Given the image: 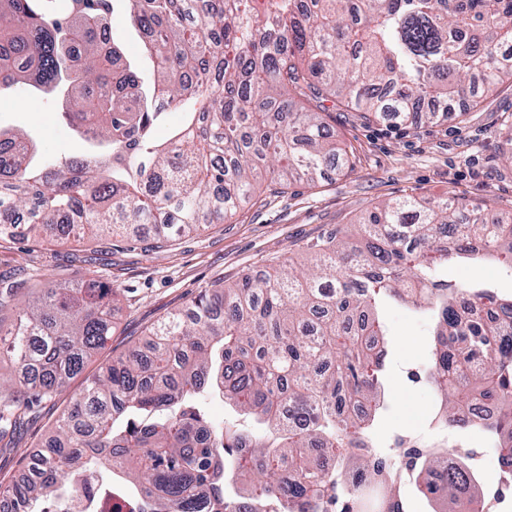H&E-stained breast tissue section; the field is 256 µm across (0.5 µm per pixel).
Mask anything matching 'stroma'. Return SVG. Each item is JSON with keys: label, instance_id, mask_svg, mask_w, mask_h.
<instances>
[{"label": "stroma", "instance_id": "stroma-1", "mask_svg": "<svg viewBox=\"0 0 512 512\" xmlns=\"http://www.w3.org/2000/svg\"><path fill=\"white\" fill-rule=\"evenodd\" d=\"M329 123L350 160L347 173L328 168L316 184L298 182L286 189L263 182L252 202L232 218L207 225L163 251L152 250L148 238L78 243L54 231L39 242L0 239V283L13 289L0 309L4 324L12 323L25 298L82 278L112 288L119 306L104 348L70 380L67 392L44 400L22 417L13 434L0 439V478L19 476L41 453L55 418L88 378L135 349L149 329L212 284L263 273L286 257L305 261L307 244L337 229L357 236L367 213L388 199L430 200L455 193L471 206L512 221V80L485 92L467 113H444L435 124L376 122L344 106L336 108ZM0 125L28 130L43 154L54 158L81 150L75 132L38 93L1 101ZM448 280L484 282L499 296L512 297V277L491 256L450 264ZM381 317L388 330L389 384L378 437L389 443L398 436L428 441L436 392L411 374L423 372L431 361L432 320L395 299L383 303ZM448 442L474 451L483 493L495 490L497 457L485 437L475 429L461 430L449 434Z\"/></svg>", "mask_w": 512, "mask_h": 512}]
</instances>
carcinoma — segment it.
<instances>
[{"label":"carcinoma","instance_id":"1","mask_svg":"<svg viewBox=\"0 0 512 512\" xmlns=\"http://www.w3.org/2000/svg\"><path fill=\"white\" fill-rule=\"evenodd\" d=\"M153 70L146 82L108 36L113 0H0V98L39 91L85 145L79 157L40 155L20 129H0V235L51 227L66 237L137 241L160 249L234 215L268 178L286 188L342 170L346 152L331 97L374 118L413 123L429 102L463 112L512 79V0H122ZM183 122L159 135L163 117ZM245 274L149 331L56 420L45 451L0 497L9 512H55L60 478L92 494L99 468L132 482L136 512H405L403 473L426 498L458 512L475 497L474 452L448 451V429L493 439L498 492L512 488V298L452 286L458 258L490 253L512 270V224L449 195L374 207L354 243L336 231ZM388 295L433 318L429 378L442 439L419 447L375 442L385 403ZM114 292L93 279L37 295L0 344L21 375L0 378V438L62 392L112 332ZM223 394L257 427L208 416ZM476 396L495 411L465 416Z\"/></svg>","mask_w":512,"mask_h":512}]
</instances>
